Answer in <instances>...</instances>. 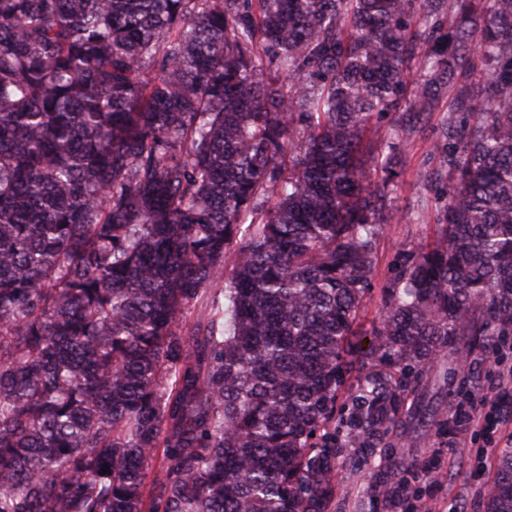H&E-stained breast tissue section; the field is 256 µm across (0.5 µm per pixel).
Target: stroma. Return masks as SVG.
I'll return each instance as SVG.
<instances>
[{"mask_svg":"<svg viewBox=\"0 0 512 512\" xmlns=\"http://www.w3.org/2000/svg\"><path fill=\"white\" fill-rule=\"evenodd\" d=\"M443 119V113H434L431 129L417 134L398 154V178L388 197V209L398 219L386 225L377 242L373 288L358 319L364 341H371L382 319V288L395 275L400 256L430 241L434 234V225L423 221V207L433 199L427 179L441 155L443 139L438 128ZM455 365L453 356L444 355L426 370L417 391L408 399L425 412V420L403 416L388 437L389 453L350 461L336 486L329 512H399L375 492V475L394 477L401 463L429 458L440 467L439 483L425 494L429 512H448L454 505L465 506L467 512H484L483 492L493 478L492 470L479 468L469 449L448 450L447 422L455 399L454 386L446 375ZM416 435L423 438L421 446H408V438Z\"/></svg>","mask_w":512,"mask_h":512,"instance_id":"obj_1","label":"stroma"}]
</instances>
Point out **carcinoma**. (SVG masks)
I'll list each match as a JSON object with an SVG mask.
<instances>
[{"label":"carcinoma","instance_id":"1","mask_svg":"<svg viewBox=\"0 0 512 512\" xmlns=\"http://www.w3.org/2000/svg\"><path fill=\"white\" fill-rule=\"evenodd\" d=\"M443 93L448 200L364 351ZM503 336L512 0H0V512H327L431 363L465 390ZM446 112H433L434 128L427 129L410 140L398 153L395 171L396 186L388 196L390 213L402 216L399 222L386 224L377 242L378 263L372 280L373 288L364 300L358 319L362 346L373 339L372 332L382 319V287L396 274L398 259L430 241L435 227L423 222V206L433 203V191L427 190V179L439 163L443 145L439 134Z\"/></svg>","mask_w":512,"mask_h":512}]
</instances>
